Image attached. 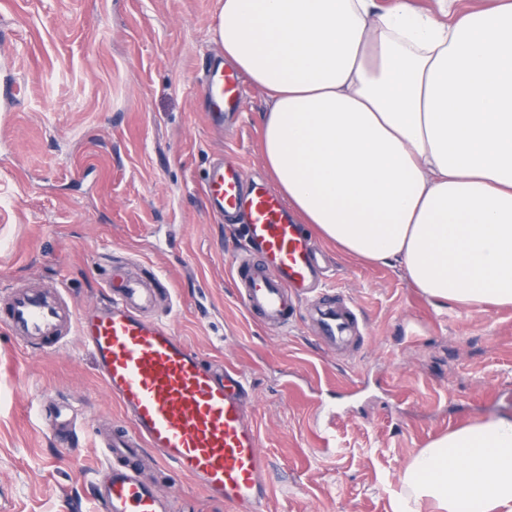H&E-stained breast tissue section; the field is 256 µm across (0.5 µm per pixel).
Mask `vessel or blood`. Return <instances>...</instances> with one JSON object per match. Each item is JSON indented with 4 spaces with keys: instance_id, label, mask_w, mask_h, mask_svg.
Segmentation results:
<instances>
[{
    "instance_id": "obj_1",
    "label": "vessel or blood",
    "mask_w": 512,
    "mask_h": 512,
    "mask_svg": "<svg viewBox=\"0 0 512 512\" xmlns=\"http://www.w3.org/2000/svg\"><path fill=\"white\" fill-rule=\"evenodd\" d=\"M203 94L208 118L223 129L242 90L234 69L209 63ZM204 193L217 215L238 216L248 251L231 262L237 299L246 314L267 328L286 332L306 310L318 339L341 349L358 330L357 308L322 301L313 291L321 273L312 236L294 223L281 195L264 183L247 182L239 164L217 159ZM165 277L113 276L108 304L81 311L59 290L17 288L0 297V327L39 354L59 351L77 336L92 355L121 422L99 418L92 438L105 462L97 487L98 512H175L174 494L161 493L141 475V453L170 464L228 512H268L273 495L269 462L257 427L245 411L247 379L233 366L216 374L177 336L171 323L153 315L170 296Z\"/></svg>"
}]
</instances>
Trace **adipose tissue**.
<instances>
[{
    "label": "adipose tissue",
    "instance_id": "ef3b65f1",
    "mask_svg": "<svg viewBox=\"0 0 512 512\" xmlns=\"http://www.w3.org/2000/svg\"><path fill=\"white\" fill-rule=\"evenodd\" d=\"M223 0L226 61L267 97L263 155L302 223L401 262L437 306H512V0ZM512 512V420L432 440L392 512Z\"/></svg>",
    "mask_w": 512,
    "mask_h": 512
}]
</instances>
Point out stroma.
Here are the masks:
<instances>
[{
	"label": "stroma",
	"instance_id": "stroma-1",
	"mask_svg": "<svg viewBox=\"0 0 512 512\" xmlns=\"http://www.w3.org/2000/svg\"><path fill=\"white\" fill-rule=\"evenodd\" d=\"M220 0H0V294L57 285L76 307L109 298L113 273L157 272L171 323L212 365L249 379L270 512H390L409 459L432 439L512 418V307L440 309L398 264L319 241L329 293L366 330L340 351L296 316L281 334L252 320L230 277L241 227L206 208L205 171L224 153L270 181L264 94L243 80L224 131L206 123L205 65L222 56ZM67 409L71 455L42 411ZM120 418L77 342L32 355L0 329V512H94L98 413ZM178 512H225L189 478L150 469Z\"/></svg>",
	"mask_w": 512,
	"mask_h": 512
}]
</instances>
